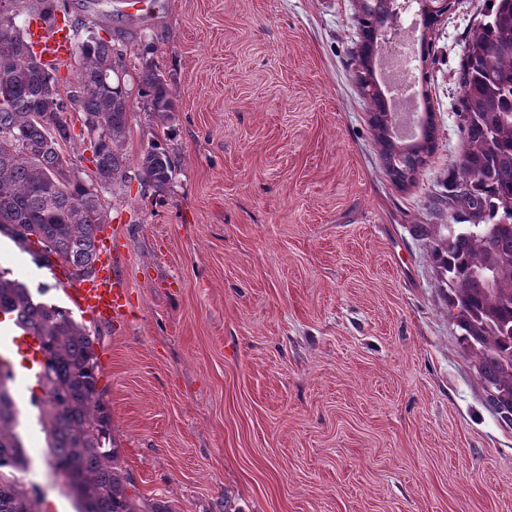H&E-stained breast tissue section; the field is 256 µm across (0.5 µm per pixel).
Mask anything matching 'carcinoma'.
<instances>
[{
    "label": "carcinoma",
    "instance_id": "obj_1",
    "mask_svg": "<svg viewBox=\"0 0 512 512\" xmlns=\"http://www.w3.org/2000/svg\"><path fill=\"white\" fill-rule=\"evenodd\" d=\"M465 40L457 80L463 90L455 111L460 149L441 206L465 223L436 239L433 254L448 287V314L474 362L487 403L512 423V0H490ZM386 12L359 15V82L370 102L371 127L386 175L397 186L415 180L435 149L436 122L417 150L399 146L390 132L392 114L383 92L372 88L370 60L380 52ZM106 40L92 31L77 43L78 80L60 93L59 67L31 57L26 30L0 13V232L8 233L42 267L54 257L84 278L95 267V239L108 223L100 195L86 188L65 146L71 140L68 105L98 125L90 137L94 178L110 188L131 180L125 153L132 89L128 56L139 57L135 83L144 111L172 119L173 95L145 46ZM141 183L162 189L175 177L171 154L155 146L138 161ZM46 289L0 270V316L39 342L36 371L40 425L50 465L60 475L78 512H176L164 501L128 493L134 486L112 447L111 408L99 389L96 337L67 308L39 299ZM13 370L0 358V512H41L34 488L19 477L29 467L17 432L18 410L9 383Z\"/></svg>",
    "mask_w": 512,
    "mask_h": 512
}]
</instances>
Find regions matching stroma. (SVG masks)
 Segmentation results:
<instances>
[{"label":"stroma","instance_id":"35a3bbf8","mask_svg":"<svg viewBox=\"0 0 512 512\" xmlns=\"http://www.w3.org/2000/svg\"><path fill=\"white\" fill-rule=\"evenodd\" d=\"M70 20L154 48L172 121L134 104L126 152L173 153L167 190L102 194L131 308L88 322L112 439L136 491L175 512H512V425L491 411L432 257L428 205L459 152L456 0L410 68L436 148L397 188L359 93V0H66ZM0 268L70 301L13 246ZM18 431L43 512H75L30 396Z\"/></svg>","mask_w":512,"mask_h":512}]
</instances>
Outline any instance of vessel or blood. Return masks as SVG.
<instances>
[{
	"label": "vessel or blood",
	"instance_id": "b4317fda",
	"mask_svg": "<svg viewBox=\"0 0 512 512\" xmlns=\"http://www.w3.org/2000/svg\"><path fill=\"white\" fill-rule=\"evenodd\" d=\"M29 38L48 63L67 62L73 56V40L65 24L34 20L29 27ZM98 245L100 258L95 272L87 278L66 280V293L79 310L96 321L109 322L123 316L129 310L130 302L114 264L108 259L112 252L111 240L99 239ZM19 345L24 352L20 371H34L42 359L38 342L34 337L23 336L19 339Z\"/></svg>",
	"mask_w": 512,
	"mask_h": 512
}]
</instances>
